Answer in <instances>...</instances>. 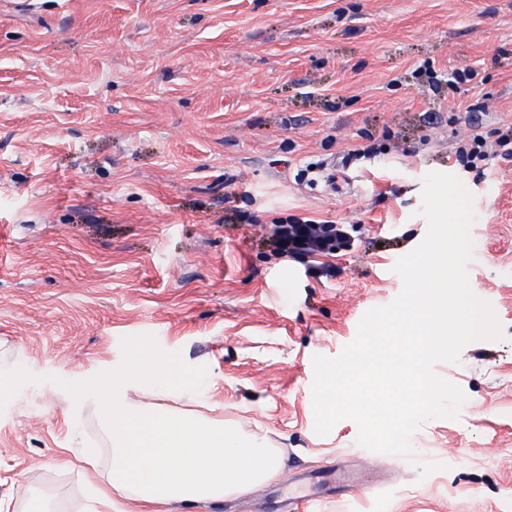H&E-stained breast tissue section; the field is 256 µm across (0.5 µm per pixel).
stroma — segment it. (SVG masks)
<instances>
[{
	"mask_svg": "<svg viewBox=\"0 0 512 512\" xmlns=\"http://www.w3.org/2000/svg\"><path fill=\"white\" fill-rule=\"evenodd\" d=\"M32 2L0 0V512H94L112 432L81 385L135 353L195 377L146 386L158 412L279 461L177 512H293L327 470L378 489L313 512H512V157L460 169L448 122L512 137V0ZM432 171L474 197L469 283L503 337L435 365L467 401L410 460L350 420L315 434L313 358L401 292ZM291 215L338 222L347 247L283 254L269 230Z\"/></svg>",
	"mask_w": 512,
	"mask_h": 512,
	"instance_id": "obj_1",
	"label": "stroma"
}]
</instances>
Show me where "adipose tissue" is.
Returning <instances> with one entry per match:
<instances>
[{
	"instance_id": "obj_1",
	"label": "adipose tissue",
	"mask_w": 512,
	"mask_h": 512,
	"mask_svg": "<svg viewBox=\"0 0 512 512\" xmlns=\"http://www.w3.org/2000/svg\"><path fill=\"white\" fill-rule=\"evenodd\" d=\"M168 380L188 387L184 371L133 355L125 373L105 379L98 399L112 424V479L97 489L103 507L127 496L136 512L161 502L223 499L258 485L278 466L268 449L243 442L230 430L182 415L160 414L137 391L144 382Z\"/></svg>"
}]
</instances>
